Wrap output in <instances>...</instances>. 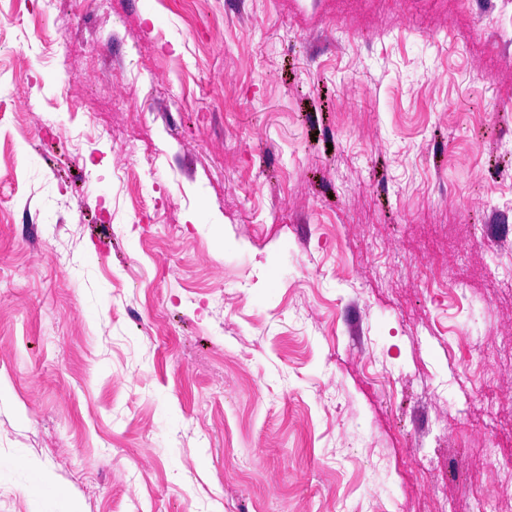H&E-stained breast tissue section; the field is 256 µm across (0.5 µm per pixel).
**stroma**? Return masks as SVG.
I'll return each instance as SVG.
<instances>
[{
	"label": "stroma",
	"instance_id": "1",
	"mask_svg": "<svg viewBox=\"0 0 512 512\" xmlns=\"http://www.w3.org/2000/svg\"><path fill=\"white\" fill-rule=\"evenodd\" d=\"M41 5L0 0V512L512 494V0Z\"/></svg>",
	"mask_w": 512,
	"mask_h": 512
}]
</instances>
